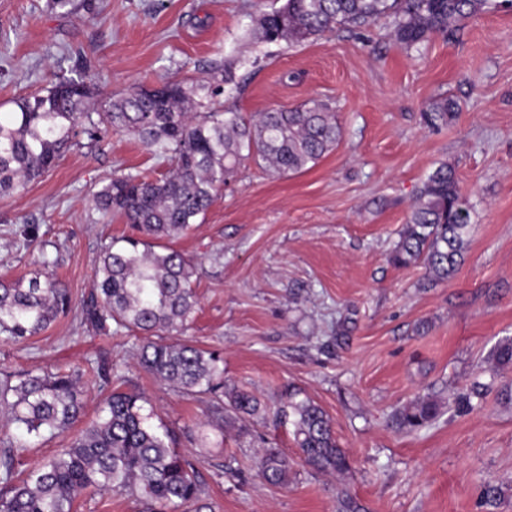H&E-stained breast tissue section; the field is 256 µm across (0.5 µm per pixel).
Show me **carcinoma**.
Instances as JSON below:
<instances>
[{"label":"carcinoma","instance_id":"obj_1","mask_svg":"<svg viewBox=\"0 0 512 512\" xmlns=\"http://www.w3.org/2000/svg\"><path fill=\"white\" fill-rule=\"evenodd\" d=\"M492 0H282L254 18L250 36L260 42L301 44L334 27L362 28L383 17L393 19L390 35L407 51H417L434 35L454 38L465 22L484 12ZM234 63L211 82L168 80L157 87L135 86L101 112H88L94 90L86 77H59L50 87L14 100L15 112L0 113V194L13 192L52 169L74 139L94 140L113 128L138 139L169 166L150 180L115 171L93 194L97 212L120 214L133 233L112 239L101 249L93 290L80 301L81 323L100 335L112 325L143 335L142 367L173 389L209 398L220 420H243L267 413L244 390H224L220 357L189 343L155 340L181 332L198 307L195 283L200 265L159 241L177 237L202 222L217 191L243 160L261 161L275 175L298 174L314 167L340 140L341 127L329 104L312 100L302 108L275 109L247 121L216 106L224 86L234 83ZM459 110L442 99L433 103L430 126L448 124ZM471 232V212L461 197L454 169L446 163L423 181L406 224L391 251L396 266L421 265L434 282L448 280L463 260ZM74 308L70 290L46 259L27 279L0 281V335L22 343L45 331ZM492 375L512 367V339L499 342L489 355ZM104 393L101 415L83 427L68 446L36 469H19L18 449L43 433L62 435L81 421L84 394L79 382ZM112 363L100 359L89 369L41 374L0 371V411L22 431L0 439V512H75L78 493L125 491L147 512L202 502L194 463L174 448V433L148 423L147 399L112 390ZM490 385L473 382L464 393L443 402L419 397L397 409L392 423L417 431L439 417L445 405L473 408ZM274 420L286 421L304 462L320 473L345 475L347 453L334 435L326 412L295 391L276 407ZM288 457L263 449L259 473L268 483H288ZM503 488L486 482L482 504L494 507ZM336 512H367L350 492L336 493Z\"/></svg>","mask_w":512,"mask_h":512}]
</instances>
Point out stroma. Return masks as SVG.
Listing matches in <instances>:
<instances>
[{
	"instance_id": "1",
	"label": "stroma",
	"mask_w": 512,
	"mask_h": 512,
	"mask_svg": "<svg viewBox=\"0 0 512 512\" xmlns=\"http://www.w3.org/2000/svg\"><path fill=\"white\" fill-rule=\"evenodd\" d=\"M73 2L67 14L48 0H0V112L60 74L90 75L86 108L98 112L133 85L205 80L229 61L237 83L224 90L225 110L249 119L319 99L335 111L342 137L315 167L275 176L243 161L203 222L168 245L201 264L186 340L219 353L225 385L263 406L301 390L330 417L352 470H311L291 426L272 419L216 422L206 400L139 366L134 333L97 335L75 311L26 343L0 340V370L39 373L107 355L123 390L147 397L153 421L191 430L177 450L195 461L212 512H335L343 487L369 512H484L486 481L507 490L495 512H512V407L495 392L415 432L389 423L415 398L466 391L493 346L512 337V7L408 52L386 19L294 46L245 39L281 0ZM446 97L460 110L430 129L424 114ZM442 162L456 172L473 228L456 274L433 284L388 252ZM116 170L158 178L168 167L128 134L82 135L43 177L0 195V280L29 275L45 256L74 299L86 296L104 242L131 232L122 216L94 208ZM28 224L46 250L25 246ZM268 446L292 462L287 485L256 474Z\"/></svg>"
}]
</instances>
